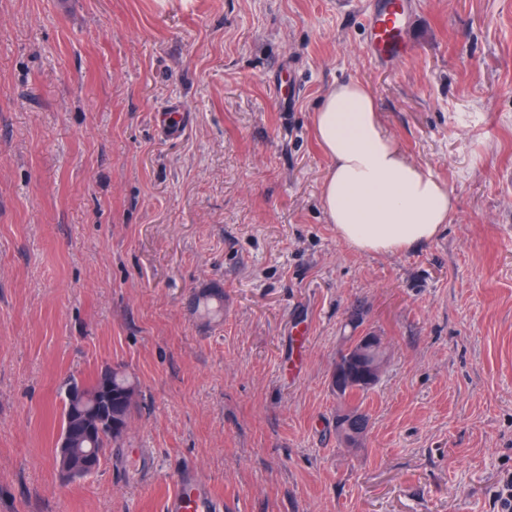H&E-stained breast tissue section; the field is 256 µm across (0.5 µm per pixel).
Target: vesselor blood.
<instances>
[{"label": "vessel or blood", "mask_w": 512, "mask_h": 512, "mask_svg": "<svg viewBox=\"0 0 512 512\" xmlns=\"http://www.w3.org/2000/svg\"><path fill=\"white\" fill-rule=\"evenodd\" d=\"M410 14L405 0H386L378 10L368 12L374 56L382 63H395L410 51L407 32ZM164 512H222V502L212 486L190 468L178 474L174 490L167 496Z\"/></svg>", "instance_id": "obj_1"}]
</instances>
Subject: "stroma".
<instances>
[{
  "label": "stroma",
  "instance_id": "35a3bbf8",
  "mask_svg": "<svg viewBox=\"0 0 512 512\" xmlns=\"http://www.w3.org/2000/svg\"><path fill=\"white\" fill-rule=\"evenodd\" d=\"M375 62L343 0H0V512H497L512 471V0H410ZM356 79L457 196L432 242L347 247L313 114ZM224 302L189 314L201 285ZM386 365L336 434L351 336ZM137 398L100 469L54 457L69 379ZM164 512H221L222 502L212 486L190 468L177 475L176 486L167 496Z\"/></svg>",
  "mask_w": 512,
  "mask_h": 512
}]
</instances>
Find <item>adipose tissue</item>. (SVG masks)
Wrapping results in <instances>:
<instances>
[{"label":"adipose tissue","mask_w":512,"mask_h":512,"mask_svg":"<svg viewBox=\"0 0 512 512\" xmlns=\"http://www.w3.org/2000/svg\"><path fill=\"white\" fill-rule=\"evenodd\" d=\"M330 162L320 204L337 237L357 252L397 253L434 240L456 212L454 190L411 160L384 128L358 80L336 84L314 114Z\"/></svg>","instance_id":"ef3b65f1"}]
</instances>
